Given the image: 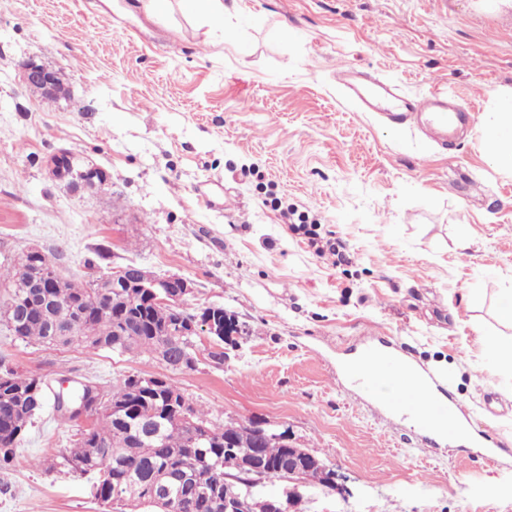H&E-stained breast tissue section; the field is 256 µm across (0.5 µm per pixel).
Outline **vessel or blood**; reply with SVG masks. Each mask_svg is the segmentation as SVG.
Here are the masks:
<instances>
[{
  "label": "vessel or blood",
  "mask_w": 512,
  "mask_h": 512,
  "mask_svg": "<svg viewBox=\"0 0 512 512\" xmlns=\"http://www.w3.org/2000/svg\"><path fill=\"white\" fill-rule=\"evenodd\" d=\"M334 77L353 111L377 113L394 127L417 120L444 139L475 122L473 111L457 108L453 97L438 89L411 93L346 64L336 67ZM408 366L405 351L372 336L336 368L349 375L366 399L409 421L420 435L433 441L460 440L465 412L449 389L448 377L428 373L417 388H407L400 379Z\"/></svg>",
  "instance_id": "1"
}]
</instances>
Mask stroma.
Returning a JSON list of instances; mask_svg holds the SVG:
<instances>
[{"mask_svg": "<svg viewBox=\"0 0 512 512\" xmlns=\"http://www.w3.org/2000/svg\"><path fill=\"white\" fill-rule=\"evenodd\" d=\"M144 3L0 0V265L34 246L80 283L105 243L109 265L190 280L184 310L223 306L242 332L223 363L179 371L28 345L0 324V366L106 391L130 372L165 376L214 422L288 430L344 488H308L307 512H512V449L494 466L426 443L336 379L345 349L383 336L449 377L473 430L512 440V367L484 345L512 286V174L488 163L478 129L436 148L352 111L330 78L342 61L484 116L512 93V7L224 0L209 29ZM30 58L56 71V99L23 82ZM60 147L107 182L52 180L42 160ZM82 428L50 407L35 418L0 470V512H105L65 460Z\"/></svg>", "mask_w": 512, "mask_h": 512, "instance_id": "obj_1", "label": "stroma"}]
</instances>
